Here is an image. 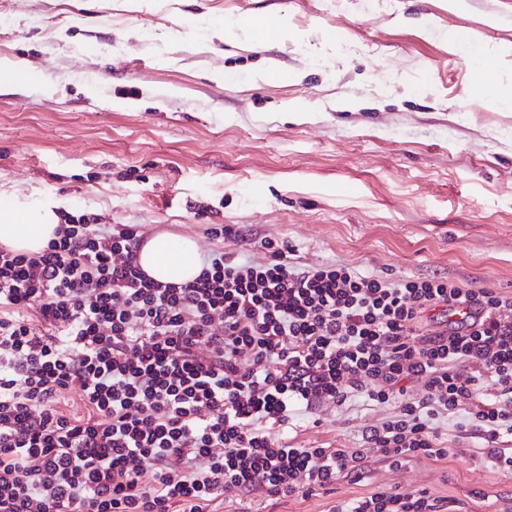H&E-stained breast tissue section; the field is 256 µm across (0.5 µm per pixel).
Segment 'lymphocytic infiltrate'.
Segmentation results:
<instances>
[{
	"label": "lymphocytic infiltrate",
	"instance_id": "1",
	"mask_svg": "<svg viewBox=\"0 0 512 512\" xmlns=\"http://www.w3.org/2000/svg\"><path fill=\"white\" fill-rule=\"evenodd\" d=\"M136 243L130 225L70 214L41 252L0 248V512H211L226 494L308 497L361 470L362 452L297 448L270 428L355 395L395 406L365 435L394 468L447 457L433 427L444 414L468 411L493 440L512 433V294L347 264L301 269L273 239L260 242L266 260L214 253L194 280L163 283L141 269ZM474 363L494 377V402L463 377ZM67 389L87 415L58 409ZM329 512L448 502L385 492Z\"/></svg>",
	"mask_w": 512,
	"mask_h": 512
}]
</instances>
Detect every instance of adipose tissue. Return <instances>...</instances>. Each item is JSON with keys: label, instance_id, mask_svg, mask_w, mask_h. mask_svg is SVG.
I'll return each mask as SVG.
<instances>
[{"label": "adipose tissue", "instance_id": "1", "mask_svg": "<svg viewBox=\"0 0 512 512\" xmlns=\"http://www.w3.org/2000/svg\"><path fill=\"white\" fill-rule=\"evenodd\" d=\"M58 210L52 200L25 204L10 198L8 206L0 208V246L28 254L42 251L59 225ZM137 258L149 277L162 282L184 283L201 270L196 241L166 232L144 240Z\"/></svg>", "mask_w": 512, "mask_h": 512}]
</instances>
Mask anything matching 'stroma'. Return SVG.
<instances>
[{"label": "stroma", "mask_w": 512, "mask_h": 512, "mask_svg": "<svg viewBox=\"0 0 512 512\" xmlns=\"http://www.w3.org/2000/svg\"><path fill=\"white\" fill-rule=\"evenodd\" d=\"M0 0V64L33 80L0 88V194L59 201L137 239L167 231L200 253L333 262L388 280L441 276L512 292V105L476 90L500 56L512 88V0ZM276 14L288 36L254 25ZM232 24L218 40L210 23ZM463 42L449 48L448 29ZM276 64L278 78L257 72ZM238 236L212 239L208 225ZM392 405L317 404L276 435L353 448L362 476L272 502L221 496L216 512H329L339 500L428 490L512 512V470L468 413L433 427L448 450L393 469L366 443Z\"/></svg>", "instance_id": "35a3bbf8"}]
</instances>
